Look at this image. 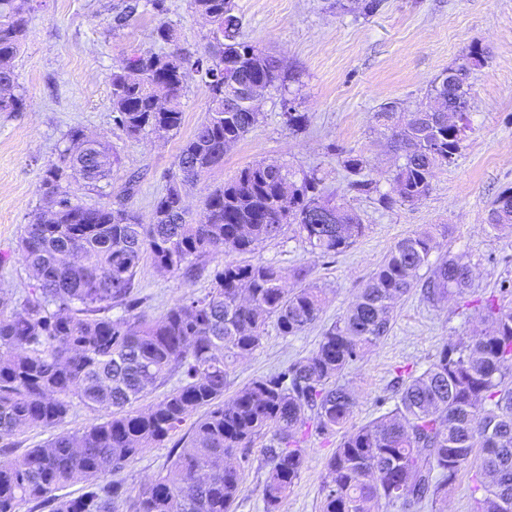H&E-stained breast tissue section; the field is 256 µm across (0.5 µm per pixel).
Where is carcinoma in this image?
<instances>
[{
  "label": "carcinoma",
  "instance_id": "obj_1",
  "mask_svg": "<svg viewBox=\"0 0 512 512\" xmlns=\"http://www.w3.org/2000/svg\"><path fill=\"white\" fill-rule=\"evenodd\" d=\"M382 0H351L336 7L369 16ZM155 41L166 51H136L110 75L115 125L136 138L181 129L179 98L198 74L209 92L204 120L181 145L165 193L144 224L125 203L128 181L113 199L87 207L64 183L96 188L120 164L109 146L75 129L60 165L44 171V202L24 227L20 249L37 285L15 299L0 291V440L23 429H51L74 402L110 417L81 431L61 432L21 458L0 459V512L32 503L48 512H231L250 465V448L267 438L262 483L265 512H277L305 462L304 432L346 428L356 400L339 374L388 335L397 305L412 291L434 308L474 288L465 254L439 253L426 230L400 239L315 349L278 372L254 379L224 399L230 365L260 344L274 322L297 336L319 318L324 291L296 272L289 288L272 264L226 262L211 272V288L189 296L157 319L134 312L131 294L145 257L163 274L190 279L205 259L255 250L293 228L313 254L336 255L363 234L361 216L322 190L318 170L297 176L283 165L242 168L204 199L199 217L184 205L185 188L222 164L224 153L257 125L261 113L229 92L235 85L282 87L281 61L244 40L233 0H192L208 23L204 52L180 47L165 0H150ZM29 0H0V112L24 105L15 60L27 35ZM137 5L113 16L128 24ZM430 103L409 112L375 113L380 134L402 151L393 174L403 203L425 198L437 168L450 164L469 126L470 87L448 99L434 81ZM314 210L330 224L309 220ZM492 230L512 229V192L493 201ZM425 274H420L421 270ZM512 282L469 309L485 325L449 343L420 374L399 383L393 407L346 432L322 481V512H380L398 505L413 512L448 498L459 472L471 468L472 512H512ZM125 314L112 317V308ZM178 375V385L144 410H131L148 389ZM188 441L165 471L139 489L127 506L124 485L112 473L167 441L198 409ZM481 447L480 456L474 449ZM73 484L75 498L57 491Z\"/></svg>",
  "mask_w": 512,
  "mask_h": 512
}]
</instances>
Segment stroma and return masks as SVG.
<instances>
[{"label": "stroma", "mask_w": 512, "mask_h": 512, "mask_svg": "<svg viewBox=\"0 0 512 512\" xmlns=\"http://www.w3.org/2000/svg\"><path fill=\"white\" fill-rule=\"evenodd\" d=\"M121 2L38 0L27 14V37L15 61L25 104L17 112H0V255L6 258L0 264V288L14 297L25 296L35 285L18 244L42 203V173L59 164L71 130L82 129L109 143L121 163L111 184L92 189L74 181L70 192L95 207L111 189L138 177L127 205L147 221L181 145L207 111L208 90L193 76L180 99L183 125L177 135L160 138L146 132L134 139L115 126L112 70L131 50L154 47L157 23L149 0H140L129 25L112 30L113 9ZM233 2L243 38L281 59L300 80L288 90L265 93L257 126L225 153L219 167L189 188L192 211L200 212L204 196L245 166L274 161L295 169L321 167L327 188L343 196L366 229L352 247L332 257L310 254L289 230L254 252L208 260V271L227 260L270 263L288 275L304 267L326 291L319 321L300 335L284 337L267 326L260 346L231 365L226 396L308 355L399 239L445 224L449 233L440 240L441 251L470 255L476 264L474 289L463 300L432 308L419 294H410L398 304L389 335L340 374V383L357 397L348 422L355 428L388 411L398 378L421 373L445 342L471 330L464 303L481 299L502 280L512 281V231L494 232L488 226L492 201L512 190V0H383L380 10L366 17L331 8V0ZM166 6L182 46L203 49L207 30L191 0H166ZM476 47L484 49L485 60L470 74V127L454 162L436 170L428 196L384 209L374 197L349 191L343 161L350 151L368 160L381 191L392 188L397 159L374 130L380 105L393 101L402 110L414 109L425 102L432 81ZM287 99L307 113L305 131L295 133L285 125ZM208 271L193 279L164 275L144 259L134 290L137 312L156 319L178 300L204 295ZM341 438L338 432H306L305 463L279 512H321L322 477ZM264 446L261 439L254 444L252 465L232 512H264ZM173 453L168 442L147 449L118 478L138 491L163 471Z\"/></svg>", "instance_id": "obj_1"}]
</instances>
